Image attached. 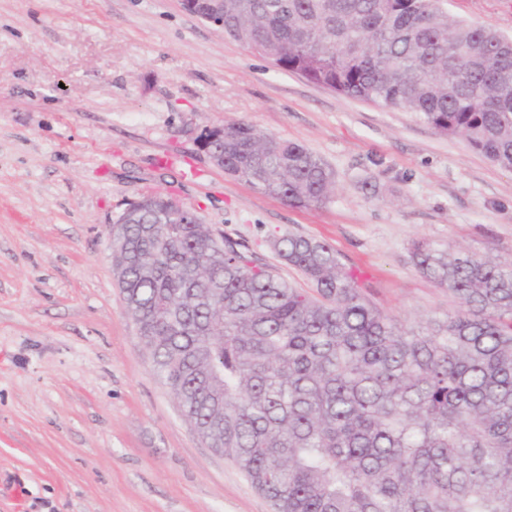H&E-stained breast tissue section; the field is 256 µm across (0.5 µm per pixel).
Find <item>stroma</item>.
<instances>
[{"label": "stroma", "instance_id": "1", "mask_svg": "<svg viewBox=\"0 0 512 512\" xmlns=\"http://www.w3.org/2000/svg\"><path fill=\"white\" fill-rule=\"evenodd\" d=\"M445 7L512 36V0ZM239 122L327 161L335 195L295 207L215 167L204 133ZM154 192L299 288L274 241L329 243L411 323L458 305L412 240L512 264V171L416 113L282 71L181 0H0V512H274L182 416L126 312L109 226Z\"/></svg>", "mask_w": 512, "mask_h": 512}]
</instances>
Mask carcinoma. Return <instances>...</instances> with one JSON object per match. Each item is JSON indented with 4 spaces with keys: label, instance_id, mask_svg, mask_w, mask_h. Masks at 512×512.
<instances>
[{
    "label": "carcinoma",
    "instance_id": "1",
    "mask_svg": "<svg viewBox=\"0 0 512 512\" xmlns=\"http://www.w3.org/2000/svg\"><path fill=\"white\" fill-rule=\"evenodd\" d=\"M443 0H223L224 35L340 95L417 113L512 170V37ZM225 173L291 205L333 169L245 123L205 132ZM112 263L153 369L275 512H512V264L424 240L416 269L458 300L420 325L366 299L336 250L274 242L313 292L248 246L131 204Z\"/></svg>",
    "mask_w": 512,
    "mask_h": 512
}]
</instances>
